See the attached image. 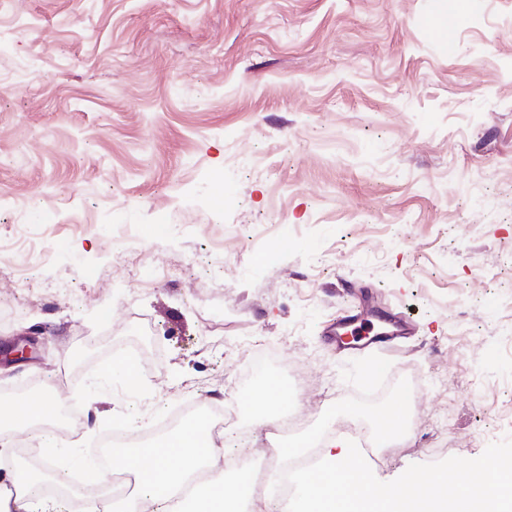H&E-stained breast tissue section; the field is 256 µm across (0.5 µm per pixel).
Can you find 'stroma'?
Here are the masks:
<instances>
[{"instance_id":"stroma-1","label":"stroma","mask_w":512,"mask_h":512,"mask_svg":"<svg viewBox=\"0 0 512 512\" xmlns=\"http://www.w3.org/2000/svg\"><path fill=\"white\" fill-rule=\"evenodd\" d=\"M0 0V403L65 380L75 474L101 439L156 441L217 399L223 437L273 430L254 359L311 427L356 396L328 327L375 305L413 319L383 482L512 437V0ZM28 272L15 287V271ZM140 355L131 390L106 377ZM447 444L431 439L440 414ZM211 411L212 419L210 421V431L212 434L233 428L238 422L239 417L235 402L225 403L224 406L213 407Z\"/></svg>"}]
</instances>
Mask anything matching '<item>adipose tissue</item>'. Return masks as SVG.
Here are the masks:
<instances>
[{
	"label": "adipose tissue",
	"instance_id": "obj_1",
	"mask_svg": "<svg viewBox=\"0 0 512 512\" xmlns=\"http://www.w3.org/2000/svg\"><path fill=\"white\" fill-rule=\"evenodd\" d=\"M55 399L40 393L37 400H25L22 407H0V447H10L17 426L44 420L45 410ZM219 450L206 438L204 423L190 421L152 448H119L115 454L134 469L141 480L139 499L116 506L111 499L88 500L84 512H169V502L176 495L187 473L200 467L202 461L214 460Z\"/></svg>",
	"mask_w": 512,
	"mask_h": 512
}]
</instances>
